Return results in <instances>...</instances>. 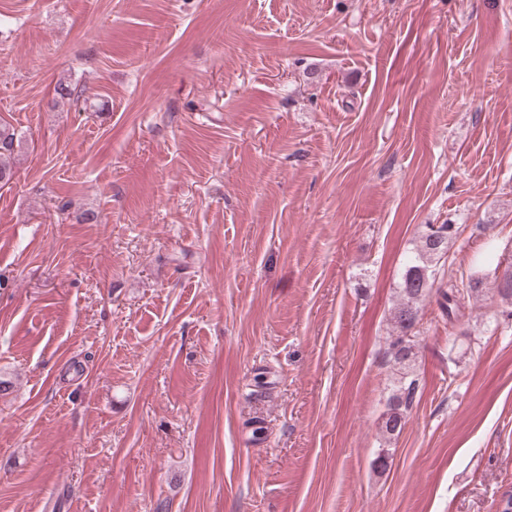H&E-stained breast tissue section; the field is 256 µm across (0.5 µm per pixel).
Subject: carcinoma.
I'll list each match as a JSON object with an SVG mask.
<instances>
[{
	"label": "carcinoma",
	"mask_w": 512,
	"mask_h": 512,
	"mask_svg": "<svg viewBox=\"0 0 512 512\" xmlns=\"http://www.w3.org/2000/svg\"><path fill=\"white\" fill-rule=\"evenodd\" d=\"M17 140L15 130L6 124H0V181H9L13 172L8 160L14 153ZM453 225L430 226L419 244L405 263L399 282V300L392 312L391 322L397 331V338L389 345L392 359L403 368H408L416 358V344L411 336L416 326L420 302L436 291L442 315L448 323H454L458 312L473 299L483 296L487 282L494 285L496 295L501 302L512 305V262L504 272H499L502 262L481 275L445 279L443 256L448 250V239L452 235ZM415 381L400 386L389 400V412L384 421L385 432L397 435L406 424L405 412L411 405L415 391Z\"/></svg>",
	"instance_id": "carcinoma-1"
}]
</instances>
